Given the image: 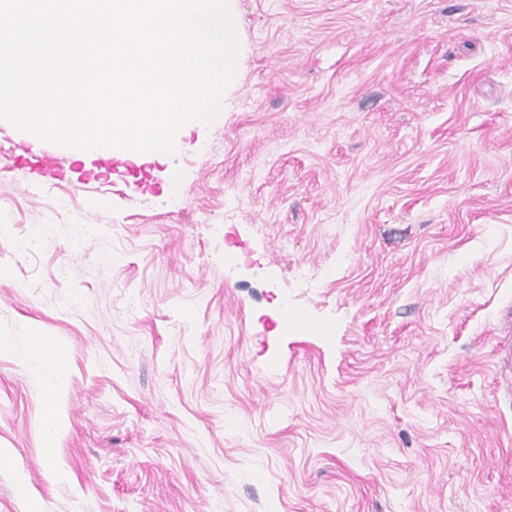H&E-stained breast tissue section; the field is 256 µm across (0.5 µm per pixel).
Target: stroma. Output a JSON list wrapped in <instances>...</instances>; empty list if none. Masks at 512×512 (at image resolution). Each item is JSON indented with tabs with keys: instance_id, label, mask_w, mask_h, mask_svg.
<instances>
[{
	"instance_id": "stroma-1",
	"label": "stroma",
	"mask_w": 512,
	"mask_h": 512,
	"mask_svg": "<svg viewBox=\"0 0 512 512\" xmlns=\"http://www.w3.org/2000/svg\"><path fill=\"white\" fill-rule=\"evenodd\" d=\"M229 8L172 164L0 120V512H512V0ZM60 148L56 145H44L37 150L34 157L37 159L39 176H52L58 171L61 161ZM36 370L51 375L60 372L65 365V355L61 348L53 343L37 339L34 344Z\"/></svg>"
}]
</instances>
